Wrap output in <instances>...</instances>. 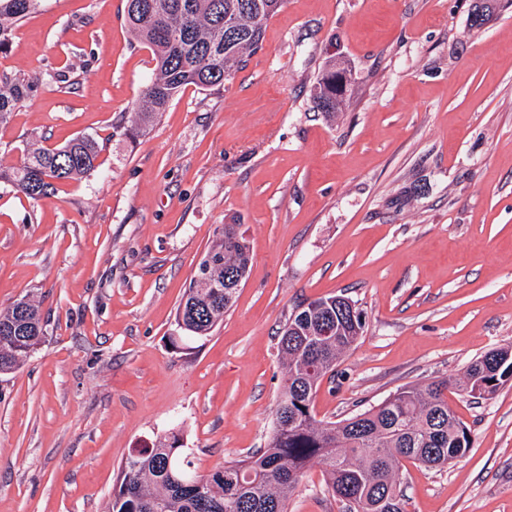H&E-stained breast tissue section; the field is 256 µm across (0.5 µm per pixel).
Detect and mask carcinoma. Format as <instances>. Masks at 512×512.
<instances>
[{"label": "carcinoma", "mask_w": 512, "mask_h": 512, "mask_svg": "<svg viewBox=\"0 0 512 512\" xmlns=\"http://www.w3.org/2000/svg\"><path fill=\"white\" fill-rule=\"evenodd\" d=\"M284 0H127L126 20L135 38L150 49L155 76L121 135L134 140L166 111L186 85L221 86L246 58L262 47L267 23ZM37 0H0V52ZM231 15L233 30L224 27ZM330 60L313 87L315 107L336 115L344 94L328 78ZM37 81L0 72V126L36 91ZM100 147L77 136L57 148L32 147L18 166L0 168V182L38 200L56 184L95 170ZM250 246L240 225L219 229L199 263L193 283L177 308L185 338L209 335L233 305L229 275L247 274ZM363 316L336 307V297L300 305L280 328L278 352L283 387L265 448L207 474L197 471L180 436L172 431L126 459L112 494L111 512H288V499L310 464L319 461L326 487L347 502L349 512H406L400 489L403 461L437 467L464 455L470 430L448 408V381L404 387L379 405L343 423H323L313 413L321 379L361 335ZM48 332L40 305L22 298L0 311V373L18 369ZM512 381V346L487 352L455 381L461 391L485 398Z\"/></svg>", "instance_id": "cac0c4a2"}]
</instances>
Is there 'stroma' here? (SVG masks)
<instances>
[{"instance_id": "obj_1", "label": "stroma", "mask_w": 512, "mask_h": 512, "mask_svg": "<svg viewBox=\"0 0 512 512\" xmlns=\"http://www.w3.org/2000/svg\"><path fill=\"white\" fill-rule=\"evenodd\" d=\"M285 0L219 87H183L136 140L154 76L126 0H42L0 52L39 80L0 128L27 144L94 136L98 168L38 200L0 183V311L26 297L48 334L0 375V512H108L133 449L175 424L201 473L264 447L282 385L278 329L344 295L365 325L323 378L317 419L463 375L512 343V4ZM350 89L312 100L329 59ZM224 224L251 262L210 335L176 350V309ZM448 405L471 430L443 467L403 462L406 512H512V382ZM288 512H348L313 464ZM330 68L336 71V59L328 61L319 74L313 87L312 98L315 107L319 111L325 112L328 116H335L336 112L341 108L344 98L343 92L336 88V83L345 84L346 76L338 73L336 79L337 72H335V81L330 78L328 79L326 73Z\"/></svg>"}]
</instances>
